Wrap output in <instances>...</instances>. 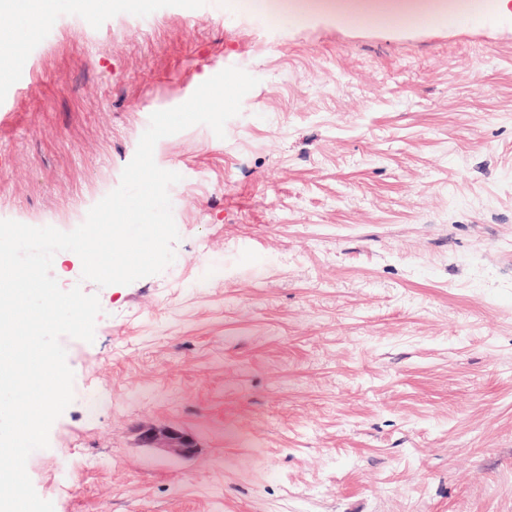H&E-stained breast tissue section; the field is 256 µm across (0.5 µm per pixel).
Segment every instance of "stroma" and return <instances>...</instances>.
Returning <instances> with one entry per match:
<instances>
[{"label":"stroma","mask_w":512,"mask_h":512,"mask_svg":"<svg viewBox=\"0 0 512 512\" xmlns=\"http://www.w3.org/2000/svg\"><path fill=\"white\" fill-rule=\"evenodd\" d=\"M450 2L0 11V220L75 229L152 113L258 80L224 137L154 147L172 264L101 287L63 254L102 312L62 337L74 399L27 461L54 512H512V17ZM152 424L195 455L141 446Z\"/></svg>","instance_id":"obj_1"}]
</instances>
